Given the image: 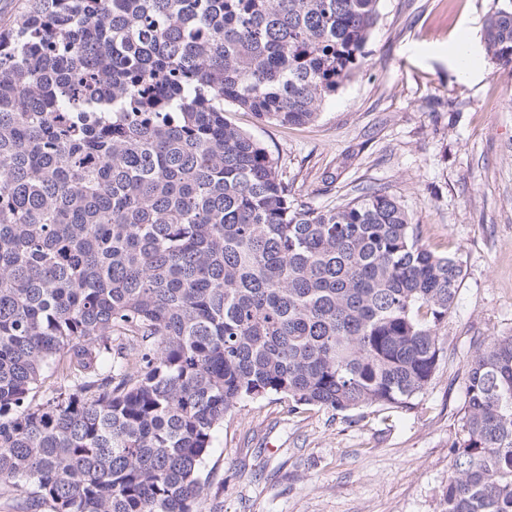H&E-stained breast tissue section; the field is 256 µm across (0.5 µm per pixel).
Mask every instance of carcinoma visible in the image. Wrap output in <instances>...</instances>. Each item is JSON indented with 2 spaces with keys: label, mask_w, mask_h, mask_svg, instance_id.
<instances>
[{
  "label": "carcinoma",
  "mask_w": 512,
  "mask_h": 512,
  "mask_svg": "<svg viewBox=\"0 0 512 512\" xmlns=\"http://www.w3.org/2000/svg\"><path fill=\"white\" fill-rule=\"evenodd\" d=\"M379 2L24 0L0 26V483L18 512H198L244 399L412 408L462 266L380 188L297 202L225 117L315 121ZM483 39L512 68V0ZM461 432L443 512H512V336L474 357Z\"/></svg>",
  "instance_id": "carcinoma-1"
}]
</instances>
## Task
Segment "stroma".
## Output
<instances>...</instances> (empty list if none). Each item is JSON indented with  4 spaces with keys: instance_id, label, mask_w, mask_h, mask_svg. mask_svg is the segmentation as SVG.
<instances>
[{
    "instance_id": "obj_1",
    "label": "stroma",
    "mask_w": 512,
    "mask_h": 512,
    "mask_svg": "<svg viewBox=\"0 0 512 512\" xmlns=\"http://www.w3.org/2000/svg\"><path fill=\"white\" fill-rule=\"evenodd\" d=\"M494 0H380L361 68L305 126L229 112L279 160L296 200L316 208L379 185L438 255L462 265L438 329L437 370L413 408L350 416L288 411L276 396L230 410L203 467L200 512H443L478 349L512 336V69L483 41ZM479 71L460 78L461 31Z\"/></svg>"
}]
</instances>
